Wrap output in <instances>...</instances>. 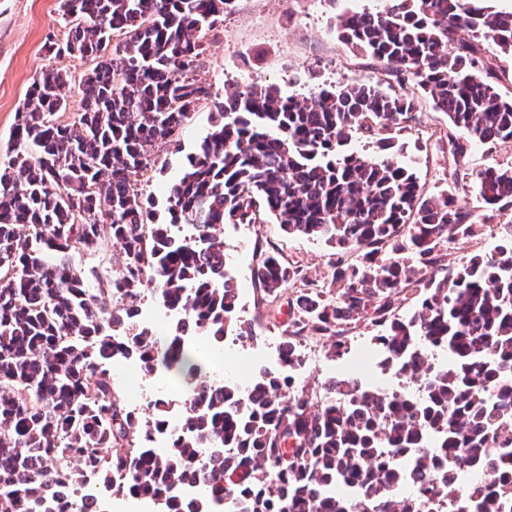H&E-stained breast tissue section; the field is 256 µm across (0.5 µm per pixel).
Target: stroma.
Listing matches in <instances>:
<instances>
[{
  "label": "stroma",
  "mask_w": 512,
  "mask_h": 512,
  "mask_svg": "<svg viewBox=\"0 0 512 512\" xmlns=\"http://www.w3.org/2000/svg\"><path fill=\"white\" fill-rule=\"evenodd\" d=\"M383 0H235L232 10L204 38V66L200 76L212 86L213 94L242 89L253 84L274 85L283 92L311 97L322 89L371 82L397 94L416 98L417 121L394 131L395 145L411 160L424 195L440 190H456L458 199L477 207L475 174L490 164L512 166V141L494 145H471L459 168L458 183L448 180V146L439 135L447 128L441 113L435 112L430 97L413 82L400 83L385 64H371L369 58L342 42L336 30L338 16L352 11H373ZM65 21L59 0H0V165L10 157V135L15 114L37 71L45 64L43 49L48 38H63ZM213 107L202 103L191 112L179 132L177 146L157 145L151 150L155 165L140 188L154 199L157 210L166 206L164 187L180 176L187 157L205 137L211 125ZM512 221V207L490 212L488 229L466 245L448 243L444 262L456 268L473 253L491 255L498 243L490 226ZM224 241L225 266L240 289V317L251 323L253 335L234 338L222 347L205 345L207 354L216 355L214 371L231 367L238 380L245 382L261 368L277 366L278 347L288 320V300L264 301L256 289L251 270L259 252L277 253L287 262L302 267L308 279L324 280L336 259L334 246L290 235L269 217L249 226H226L220 233ZM378 327L358 325L348 333L347 352L335 355L322 349L311 366L307 391L320 390L331 376L356 374L369 384L391 380L376 357L371 338ZM130 362L113 364L115 384L128 408H144L156 394L178 404L184 387L164 376L140 377L129 383Z\"/></svg>",
  "instance_id": "stroma-1"
}]
</instances>
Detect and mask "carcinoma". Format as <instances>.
<instances>
[{
    "label": "carcinoma",
    "instance_id": "carcinoma-1",
    "mask_svg": "<svg viewBox=\"0 0 512 512\" xmlns=\"http://www.w3.org/2000/svg\"><path fill=\"white\" fill-rule=\"evenodd\" d=\"M486 0H384L341 15V38L404 83L412 80L454 134L448 176L472 143L512 140V98L465 26L512 55V11ZM234 0H60L68 26L48 40L13 127L14 156L0 168V512H86L100 493L177 512H415L404 488L444 498L473 470L487 474L456 512H512V232L490 257L443 263L448 234L479 235L482 214L448 192L423 195L393 150L392 131L417 119L414 96L371 83L324 88L312 98L275 87L212 99L198 78L203 38ZM96 61L67 108L64 56ZM203 101L211 128L167 196L168 222L139 191L148 148L174 144ZM360 134L380 155L345 149ZM483 203H512V166L476 172ZM290 235L323 240L338 258L319 284L266 252L252 280L273 303L288 300L282 358L302 337L335 354L358 324L382 363L422 379L414 395L332 379L320 399L261 370L243 396L212 377L196 344L251 333L239 288L223 272L228 223L258 210ZM121 247L118 274L102 275L103 245ZM80 252L88 262L76 264ZM171 316L169 335L141 324L148 296ZM411 303L407 317L394 314ZM195 326L188 335L184 318ZM146 376H183L186 428L162 444L169 402L128 409L112 361ZM234 448L232 456L225 449Z\"/></svg>",
    "mask_w": 512,
    "mask_h": 512
}]
</instances>
